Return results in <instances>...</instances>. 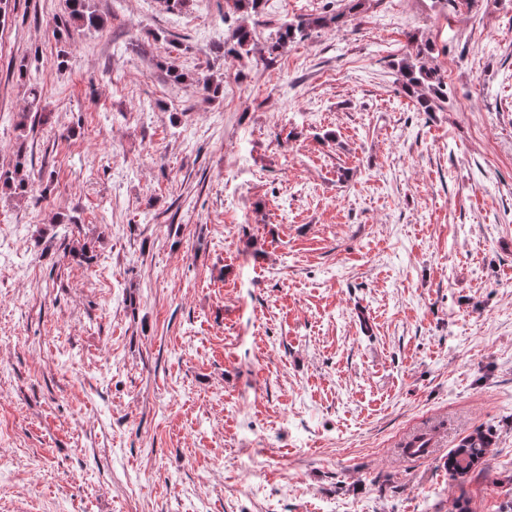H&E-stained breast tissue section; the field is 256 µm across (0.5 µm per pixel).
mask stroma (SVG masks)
<instances>
[{"label": "stroma", "instance_id": "1", "mask_svg": "<svg viewBox=\"0 0 512 512\" xmlns=\"http://www.w3.org/2000/svg\"><path fill=\"white\" fill-rule=\"evenodd\" d=\"M347 2L263 0L233 58L227 0H10L0 62L41 66L0 80V512H512V0H365L261 55ZM92 6V0H68V20L77 27L99 29L103 26V18ZM339 17L337 15L331 16H318L314 19H298L292 21H285L276 29L274 37H271L270 42L266 46L268 55H275L281 50L286 48L290 43L301 41L308 36L307 30L313 27H329L332 24H337ZM219 49L224 50V56H249L255 49L253 31L246 25H237L233 28L231 39L224 41V45L220 46ZM412 51L401 60L399 65L400 81L403 90L410 96L417 97L418 104L424 112L441 110L440 103H446L448 97L443 91L444 76L436 67H429L423 61L432 52L429 42L411 40ZM26 167V158L22 147H18L16 160L13 169L0 171L1 188L10 190L19 197H25L28 189V181L25 178L24 169ZM487 450V438L480 431H475L466 437L459 448L448 454V473L453 479H463L473 468L481 464Z\"/></svg>", "mask_w": 512, "mask_h": 512}]
</instances>
